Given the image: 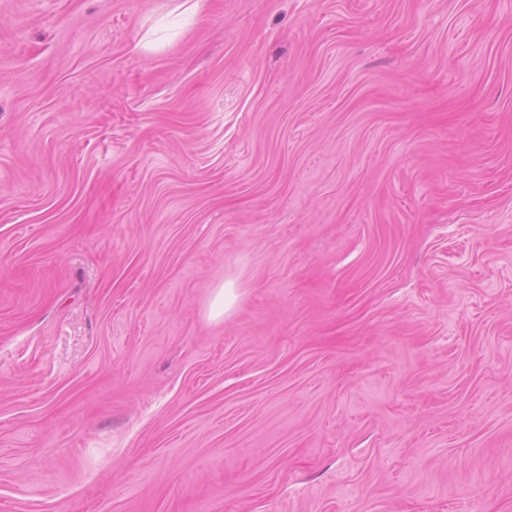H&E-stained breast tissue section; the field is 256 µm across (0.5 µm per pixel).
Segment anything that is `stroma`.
I'll return each instance as SVG.
<instances>
[{
    "label": "stroma",
    "mask_w": 512,
    "mask_h": 512,
    "mask_svg": "<svg viewBox=\"0 0 512 512\" xmlns=\"http://www.w3.org/2000/svg\"><path fill=\"white\" fill-rule=\"evenodd\" d=\"M176 6L0 0V512H512V0Z\"/></svg>",
    "instance_id": "35a3bbf8"
}]
</instances>
